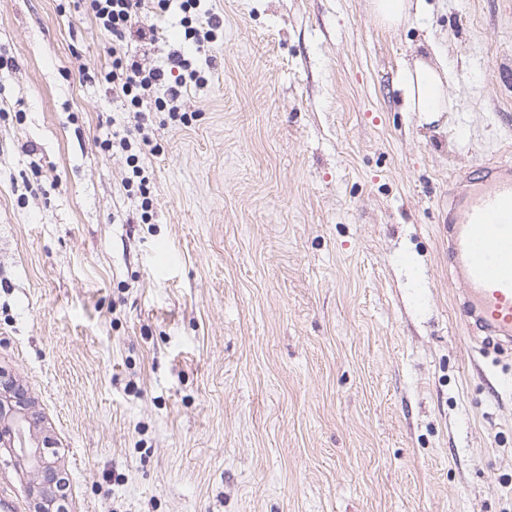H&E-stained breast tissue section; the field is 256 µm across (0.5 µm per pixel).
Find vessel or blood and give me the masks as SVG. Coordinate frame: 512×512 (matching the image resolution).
<instances>
[{
	"mask_svg": "<svg viewBox=\"0 0 512 512\" xmlns=\"http://www.w3.org/2000/svg\"><path fill=\"white\" fill-rule=\"evenodd\" d=\"M448 265L458 308L488 346L512 345V164L485 161L448 190Z\"/></svg>",
	"mask_w": 512,
	"mask_h": 512,
	"instance_id": "1",
	"label": "vessel or blood"
}]
</instances>
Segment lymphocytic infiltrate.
<instances>
[{
    "instance_id": "1",
    "label": "lymphocytic infiltrate",
    "mask_w": 512,
    "mask_h": 512,
    "mask_svg": "<svg viewBox=\"0 0 512 512\" xmlns=\"http://www.w3.org/2000/svg\"><path fill=\"white\" fill-rule=\"evenodd\" d=\"M87 11L96 23L112 37V64L103 78L113 92L123 98L133 114L134 129L142 144H149L145 131V117L141 107L145 99H153L155 109L178 117L183 126H190L192 117L182 112L179 101L188 87L201 88L208 79L193 57L173 51L167 67L143 68L131 43L153 41L155 29L143 21L145 13L166 11L169 0H86ZM202 0H181L185 40L197 48L215 42L222 28L221 21L209 17L206 26H199Z\"/></svg>"
}]
</instances>
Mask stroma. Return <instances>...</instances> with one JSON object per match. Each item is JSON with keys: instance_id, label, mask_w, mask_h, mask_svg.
Segmentation results:
<instances>
[{"instance_id": "35a3bbf8", "label": "stroma", "mask_w": 512, "mask_h": 512, "mask_svg": "<svg viewBox=\"0 0 512 512\" xmlns=\"http://www.w3.org/2000/svg\"><path fill=\"white\" fill-rule=\"evenodd\" d=\"M206 0L191 126L143 103L150 210L104 150L111 39L73 0H0V377L68 512H512V350L454 305L448 179L512 160V0ZM149 15L144 67L183 47ZM438 47L452 110L405 111ZM0 457V504L33 512ZM426 0H371L370 6L382 26L399 27L426 11Z\"/></svg>"}]
</instances>
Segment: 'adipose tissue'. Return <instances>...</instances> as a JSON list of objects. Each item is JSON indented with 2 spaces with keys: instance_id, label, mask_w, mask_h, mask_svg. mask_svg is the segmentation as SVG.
<instances>
[{
  "instance_id": "1",
  "label": "adipose tissue",
  "mask_w": 512,
  "mask_h": 512,
  "mask_svg": "<svg viewBox=\"0 0 512 512\" xmlns=\"http://www.w3.org/2000/svg\"><path fill=\"white\" fill-rule=\"evenodd\" d=\"M453 79L454 72L440 52L416 58L412 65L404 67L400 77L406 111L420 113L428 123L439 120L452 108L448 86Z\"/></svg>"
}]
</instances>
